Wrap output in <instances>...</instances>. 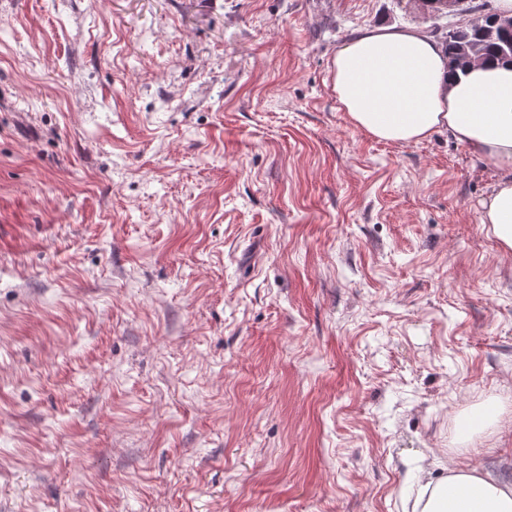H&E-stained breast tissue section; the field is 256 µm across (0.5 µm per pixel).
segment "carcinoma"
Returning a JSON list of instances; mask_svg holds the SVG:
<instances>
[{
  "mask_svg": "<svg viewBox=\"0 0 512 512\" xmlns=\"http://www.w3.org/2000/svg\"><path fill=\"white\" fill-rule=\"evenodd\" d=\"M432 33L445 45L449 62L457 71L466 70V67L460 65L459 51L467 46L472 47V55L481 60H512V30L485 23L480 28L463 27L450 31L445 24L434 27Z\"/></svg>",
  "mask_w": 512,
  "mask_h": 512,
  "instance_id": "1",
  "label": "carcinoma"
}]
</instances>
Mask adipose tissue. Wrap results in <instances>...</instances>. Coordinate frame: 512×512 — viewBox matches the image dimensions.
I'll return each instance as SVG.
<instances>
[{"label":"adipose tissue","mask_w":512,"mask_h":512,"mask_svg":"<svg viewBox=\"0 0 512 512\" xmlns=\"http://www.w3.org/2000/svg\"><path fill=\"white\" fill-rule=\"evenodd\" d=\"M333 90L349 121L388 143L448 133L497 173L480 222L512 250V63L475 64L454 77L443 47L415 27L360 30L332 62ZM412 512H512V483L448 468L418 487Z\"/></svg>","instance_id":"adipose-tissue-1"}]
</instances>
